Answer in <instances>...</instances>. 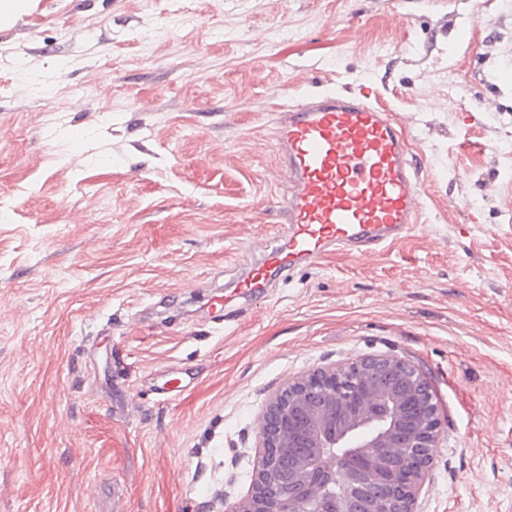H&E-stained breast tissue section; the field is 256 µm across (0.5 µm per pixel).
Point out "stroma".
<instances>
[{
    "instance_id": "stroma-1",
    "label": "stroma",
    "mask_w": 512,
    "mask_h": 512,
    "mask_svg": "<svg viewBox=\"0 0 512 512\" xmlns=\"http://www.w3.org/2000/svg\"><path fill=\"white\" fill-rule=\"evenodd\" d=\"M512 0H38L0 28V512H228L272 393L391 354L440 407L419 512H512ZM410 127L422 231L224 329L277 230L272 118L345 85ZM196 372L169 402L153 374Z\"/></svg>"
}]
</instances>
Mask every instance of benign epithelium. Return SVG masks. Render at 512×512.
Returning <instances> with one entry per match:
<instances>
[{"label":"benign epithelium","instance_id":"1","mask_svg":"<svg viewBox=\"0 0 512 512\" xmlns=\"http://www.w3.org/2000/svg\"><path fill=\"white\" fill-rule=\"evenodd\" d=\"M307 423L291 486L279 459ZM440 441L439 406L420 369L368 355L297 376L258 424L251 493L229 512H417Z\"/></svg>","mask_w":512,"mask_h":512}]
</instances>
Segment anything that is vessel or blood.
I'll return each mask as SVG.
<instances>
[{
  "label": "vessel or blood",
  "mask_w": 512,
  "mask_h": 512,
  "mask_svg": "<svg viewBox=\"0 0 512 512\" xmlns=\"http://www.w3.org/2000/svg\"><path fill=\"white\" fill-rule=\"evenodd\" d=\"M281 175L276 212L280 228L234 288L214 296L225 326L241 317L239 299L263 301L278 278L342 251L362 259L421 226L429 175L394 114L366 92L326 91L274 115ZM154 377L160 400L176 398L191 382Z\"/></svg>",
  "instance_id": "b4317fda"
}]
</instances>
